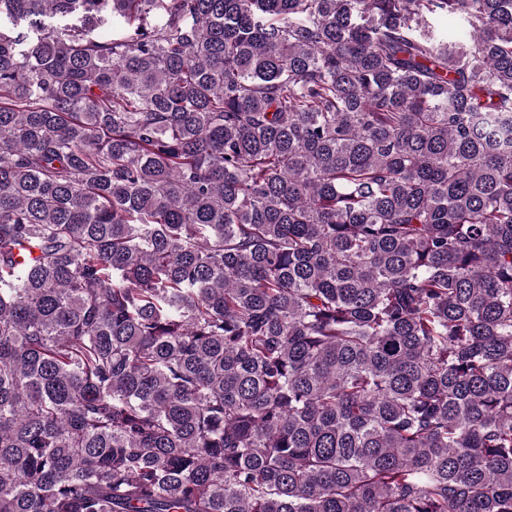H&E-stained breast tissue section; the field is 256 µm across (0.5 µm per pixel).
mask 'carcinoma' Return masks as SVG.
I'll list each match as a JSON object with an SVG mask.
<instances>
[{"label": "carcinoma", "mask_w": 512, "mask_h": 512, "mask_svg": "<svg viewBox=\"0 0 512 512\" xmlns=\"http://www.w3.org/2000/svg\"><path fill=\"white\" fill-rule=\"evenodd\" d=\"M2 19L0 512H512V0Z\"/></svg>", "instance_id": "cac0c4a2"}]
</instances>
